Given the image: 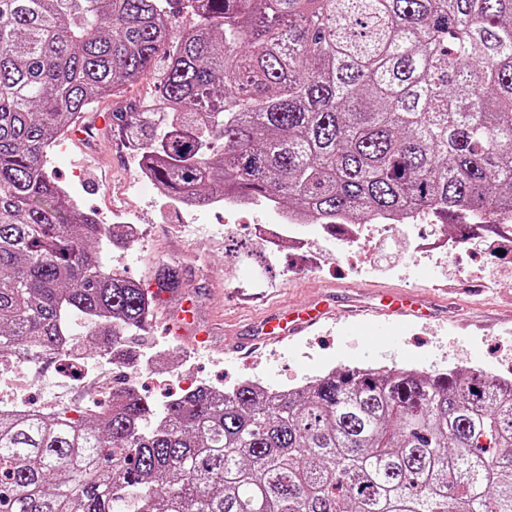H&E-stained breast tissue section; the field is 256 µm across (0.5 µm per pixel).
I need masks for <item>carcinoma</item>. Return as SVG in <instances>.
I'll return each mask as SVG.
<instances>
[{
    "instance_id": "1",
    "label": "carcinoma",
    "mask_w": 512,
    "mask_h": 512,
    "mask_svg": "<svg viewBox=\"0 0 512 512\" xmlns=\"http://www.w3.org/2000/svg\"><path fill=\"white\" fill-rule=\"evenodd\" d=\"M166 122L112 113L170 203L278 199L365 224L512 214V0H0V355L38 367L80 316L99 343L159 293L49 172L62 134L145 74ZM0 512H512V385L344 366L79 419L0 411Z\"/></svg>"
}]
</instances>
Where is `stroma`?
I'll use <instances>...</instances> for the list:
<instances>
[{"label": "stroma", "mask_w": 512, "mask_h": 512, "mask_svg": "<svg viewBox=\"0 0 512 512\" xmlns=\"http://www.w3.org/2000/svg\"><path fill=\"white\" fill-rule=\"evenodd\" d=\"M93 135L91 144L64 138L62 149L49 155V170L60 183H76L75 200L82 209L107 220L120 199L141 224L142 237L122 250L125 276L147 285L157 265L175 263L186 283L182 298L155 306L147 333L138 339L143 350L169 344V365L189 359L201 382L221 389L244 378L286 389L330 369L366 362L429 371L472 366L512 378L511 252L497 254L475 238L445 260L417 254L412 246L425 231L418 223L405 225L402 234L385 240L377 256L367 258L317 231L311 245L323 268L309 272L295 252L265 250L251 232L254 213L228 224L223 212L202 206L196 223H186L154 184L139 180L132 152L120 138L104 127ZM251 277L266 286L255 290L249 306L238 305V288ZM399 289L433 301L437 318L402 323L395 341L367 345L379 292ZM184 298L194 303L199 323L222 325L210 348L193 347L190 337L168 330ZM314 302L327 305L332 316L310 332L246 358L232 353V345L274 308Z\"/></svg>", "instance_id": "stroma-1"}]
</instances>
